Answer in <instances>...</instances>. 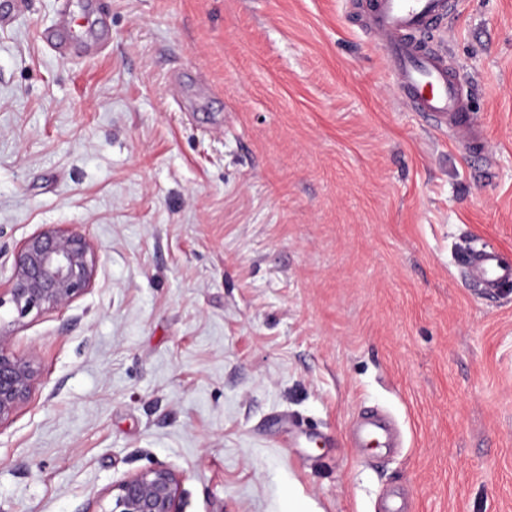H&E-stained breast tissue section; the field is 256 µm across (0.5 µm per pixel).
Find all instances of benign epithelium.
<instances>
[{"label":"benign epithelium","mask_w":512,"mask_h":512,"mask_svg":"<svg viewBox=\"0 0 512 512\" xmlns=\"http://www.w3.org/2000/svg\"><path fill=\"white\" fill-rule=\"evenodd\" d=\"M98 247L86 234L49 226L26 237L14 254L7 286L0 287V308L12 304L23 316L33 309L57 311L93 287ZM11 333L0 326V427L25 405L39 379L30 356L10 348ZM184 475L158 464L128 475L112 486L106 512H183Z\"/></svg>","instance_id":"benign-epithelium-1"}]
</instances>
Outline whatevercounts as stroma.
Here are the masks:
<instances>
[{
    "label": "stroma",
    "instance_id": "obj_1",
    "mask_svg": "<svg viewBox=\"0 0 512 512\" xmlns=\"http://www.w3.org/2000/svg\"><path fill=\"white\" fill-rule=\"evenodd\" d=\"M69 3L87 56L43 39ZM370 0L0 10V278L47 225L98 246L61 311L0 308L42 370L0 428V512H106L156 463L184 512H512V0H455L482 150L403 98ZM380 409L401 443L352 448ZM469 276L479 291L491 293L512 283V262L495 250L483 249L472 256Z\"/></svg>",
    "mask_w": 512,
    "mask_h": 512
}]
</instances>
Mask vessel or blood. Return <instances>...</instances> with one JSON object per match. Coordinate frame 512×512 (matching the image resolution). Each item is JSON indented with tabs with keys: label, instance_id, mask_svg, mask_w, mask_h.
Masks as SVG:
<instances>
[{
	"label": "vessel or blood",
	"instance_id": "obj_1",
	"mask_svg": "<svg viewBox=\"0 0 512 512\" xmlns=\"http://www.w3.org/2000/svg\"><path fill=\"white\" fill-rule=\"evenodd\" d=\"M449 0H373L371 26L388 39L391 61L399 88L416 104L436 129H449L478 145L479 131L470 114L460 82L448 70L444 59L408 40V33L425 29L447 15ZM47 43L60 53L86 51L81 33L61 25L45 35ZM469 276L479 291L490 293L512 283V262L492 249L476 252Z\"/></svg>",
	"mask_w": 512,
	"mask_h": 512
}]
</instances>
